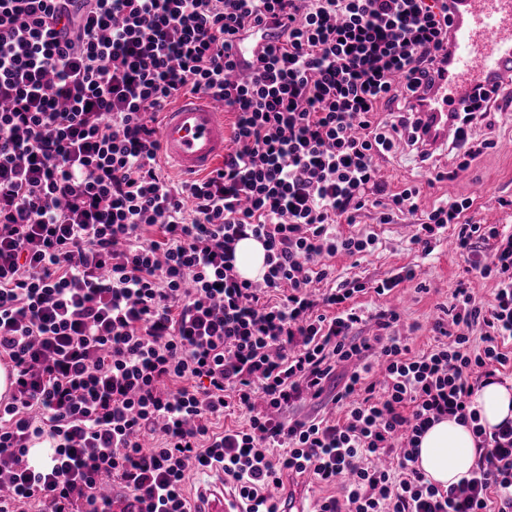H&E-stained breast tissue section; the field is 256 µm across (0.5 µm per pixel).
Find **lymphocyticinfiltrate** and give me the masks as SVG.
<instances>
[{"label": "lymphocytic infiltrate", "instance_id": "lymphocytic-infiltrate-1", "mask_svg": "<svg viewBox=\"0 0 512 512\" xmlns=\"http://www.w3.org/2000/svg\"><path fill=\"white\" fill-rule=\"evenodd\" d=\"M450 25L448 0H0V512H112L115 483L122 512H192L187 473L216 466L251 512H278L286 473L340 486L318 512H512V421L486 431L471 407L512 367V233L468 198L422 210L420 186L392 191L379 165L432 159L415 112L449 71ZM200 91L232 113V145L176 182L158 116ZM465 98L472 159L493 145L475 135L492 98ZM370 209L413 219L425 255L453 227L493 304L456 288L420 354L392 309L355 335V294L415 276L316 291L329 258L375 247L339 230ZM249 237L258 283L233 264ZM341 364L343 419L280 420ZM235 409L248 426L217 427ZM444 416L479 449L446 489L416 454ZM234 265L242 279L261 278L266 266V250L259 240L247 238L240 240L234 253Z\"/></svg>", "mask_w": 512, "mask_h": 512}]
</instances>
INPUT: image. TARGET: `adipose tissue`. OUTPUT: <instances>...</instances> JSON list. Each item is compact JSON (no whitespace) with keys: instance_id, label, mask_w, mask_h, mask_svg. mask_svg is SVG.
Instances as JSON below:
<instances>
[{"instance_id":"1","label":"adipose tissue","mask_w":512,"mask_h":512,"mask_svg":"<svg viewBox=\"0 0 512 512\" xmlns=\"http://www.w3.org/2000/svg\"><path fill=\"white\" fill-rule=\"evenodd\" d=\"M479 423L493 429L512 419V382L480 387L472 397ZM478 460V451L470 426L444 417L435 422L418 442V466L428 479L441 486L457 484L468 476Z\"/></svg>"}]
</instances>
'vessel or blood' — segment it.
Instances as JSON below:
<instances>
[{"instance_id": "vessel-or-blood-1", "label": "vessel or blood", "mask_w": 512, "mask_h": 512, "mask_svg": "<svg viewBox=\"0 0 512 512\" xmlns=\"http://www.w3.org/2000/svg\"><path fill=\"white\" fill-rule=\"evenodd\" d=\"M449 63L452 77L438 81L420 118L428 124L431 147L455 143L454 118L464 103L458 90L499 76L494 95L512 112V0H454ZM163 157L173 171L192 179L211 172L228 146L224 113L204 94L186 95L163 114L159 128ZM198 512H246L236 495L216 483Z\"/></svg>"}]
</instances>
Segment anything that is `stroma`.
I'll return each mask as SVG.
<instances>
[{
  "label": "stroma",
  "mask_w": 512,
  "mask_h": 512,
  "mask_svg": "<svg viewBox=\"0 0 512 512\" xmlns=\"http://www.w3.org/2000/svg\"><path fill=\"white\" fill-rule=\"evenodd\" d=\"M478 137L493 140L491 149L470 161L468 173L472 180L491 189L489 197L474 204L478 220L512 229V114L502 112L494 117L493 128H479ZM383 165L392 177L393 187L415 181L422 187L425 205H433L460 194L456 180H436L431 165L417 157L398 154L384 160ZM507 199V206H499V199ZM346 234H372L377 238L373 250L361 257L336 255L331 260L337 281H375L399 271L414 268L413 280L395 288L390 304L396 305L401 321L397 327L406 336L412 351L427 350L432 342L434 323L443 318L453 301V292L459 283L470 284L478 303L490 305L494 301L495 283L486 279L476 281L466 272L467 263L451 243V233L442 240L429 256H422L410 243L415 228L409 220L400 219L393 224L379 223L375 212L363 213L358 223L340 227Z\"/></svg>",
  "instance_id": "obj_1"
}]
</instances>
